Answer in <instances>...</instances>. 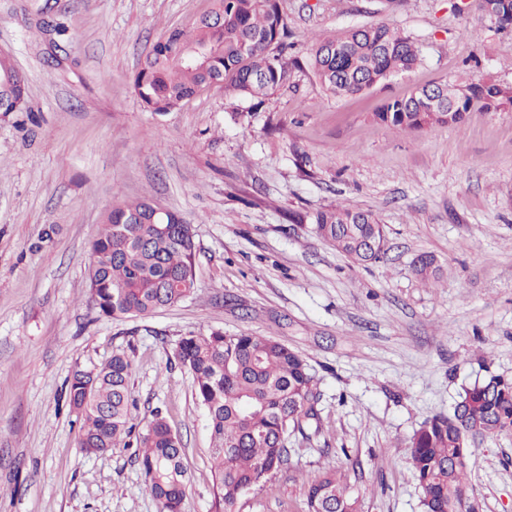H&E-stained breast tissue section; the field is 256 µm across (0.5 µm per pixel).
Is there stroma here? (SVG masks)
Instances as JSON below:
<instances>
[{
	"instance_id": "1",
	"label": "stroma",
	"mask_w": 512,
	"mask_h": 512,
	"mask_svg": "<svg viewBox=\"0 0 512 512\" xmlns=\"http://www.w3.org/2000/svg\"><path fill=\"white\" fill-rule=\"evenodd\" d=\"M293 53L384 23L420 64L336 96L310 68L258 108L214 85L146 111L137 63L210 0H0V54L29 78L30 111L0 113V512H159L130 448L88 455L67 400L75 370L133 363L130 422L161 411L185 448L182 512H216L210 434L188 333L270 336L306 360L318 418L288 462L234 512H307L306 479L333 471L361 512H422L409 444L462 387L512 380V110L408 133L377 122L388 99L440 80L512 85V29L462 0H280ZM151 198L191 224L197 288L146 318L112 319L88 288L90 243L115 203ZM374 212L380 261L359 264L315 231L317 211ZM440 267L415 273L420 254ZM480 512H512V432L474 435Z\"/></svg>"
}]
</instances>
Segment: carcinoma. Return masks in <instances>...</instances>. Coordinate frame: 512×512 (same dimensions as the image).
Wrapping results in <instances>:
<instances>
[{"instance_id": "cac0c4a2", "label": "carcinoma", "mask_w": 512, "mask_h": 512, "mask_svg": "<svg viewBox=\"0 0 512 512\" xmlns=\"http://www.w3.org/2000/svg\"><path fill=\"white\" fill-rule=\"evenodd\" d=\"M500 29L512 28V0H475ZM288 22L277 0H213L195 29H173L140 61L133 90L149 112L176 109L202 88L262 100L290 83L297 63L287 57ZM419 44L403 31L374 24L341 37L315 41L310 66L334 95H353L412 71ZM512 106V88L493 81L439 82L410 96L387 100L377 121L406 132L464 122L474 109L501 112ZM29 109L28 79L12 58L0 54V112ZM151 200L118 203L105 214L103 231L91 242L94 263L88 287L99 311L113 319L144 318L189 297L196 288L195 242L182 234L176 211L168 223L151 224ZM318 234L353 261L384 255L385 231L371 211L345 206L314 217ZM193 375L197 401L206 409L212 438L217 512H232L246 490L288 460V433L318 416L314 379L305 359L268 336L190 334L175 350ZM132 363L116 354L90 374L77 371L69 405L82 421L79 445L97 455L135 438L145 488L160 512H181L187 481L181 439L161 413L132 435L128 415ZM461 409L437 415L415 430L410 465L423 493L424 512H470L466 477L468 438L512 431V381L491 375L462 388ZM308 512H359L336 472L306 481Z\"/></svg>"}]
</instances>
